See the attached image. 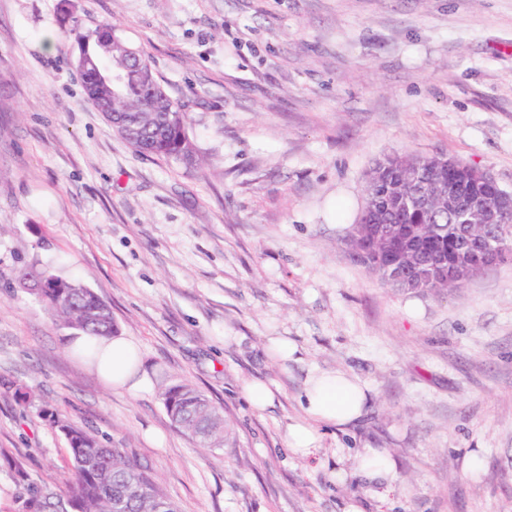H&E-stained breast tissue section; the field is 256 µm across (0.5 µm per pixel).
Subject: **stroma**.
<instances>
[{
  "label": "stroma",
  "instance_id": "stroma-1",
  "mask_svg": "<svg viewBox=\"0 0 512 512\" xmlns=\"http://www.w3.org/2000/svg\"><path fill=\"white\" fill-rule=\"evenodd\" d=\"M72 10L151 57L200 161L144 158L113 133L84 98L59 0H0V380L133 449L182 512H512V260L447 295L410 293L349 245L367 175L393 155L457 159L512 193V0ZM35 261L111 307L139 392L113 388L19 287ZM335 370L365 387L366 410L297 457L285 436L305 381ZM163 374L222 410L223 448L200 453L174 426ZM251 381L273 406L247 403ZM0 448L62 487L63 438L3 387ZM367 448L391 455V485L361 476ZM243 394L252 407L257 410H265L274 402V395L269 386L261 381L245 384Z\"/></svg>",
  "mask_w": 512,
  "mask_h": 512
}]
</instances>
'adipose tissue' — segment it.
<instances>
[{"instance_id":"1","label":"adipose tissue","mask_w":512,"mask_h":512,"mask_svg":"<svg viewBox=\"0 0 512 512\" xmlns=\"http://www.w3.org/2000/svg\"><path fill=\"white\" fill-rule=\"evenodd\" d=\"M137 356L134 344L125 338L106 341L96 369L112 379L113 387L139 389ZM304 420L289 425L286 444L296 456L306 458L321 442L320 427H341L360 418L366 395L351 377L340 372H321L309 376L302 397Z\"/></svg>"}]
</instances>
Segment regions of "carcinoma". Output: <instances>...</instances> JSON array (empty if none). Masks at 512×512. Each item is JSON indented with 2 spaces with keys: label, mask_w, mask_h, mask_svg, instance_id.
Instances as JSON below:
<instances>
[{
  "label": "carcinoma",
  "mask_w": 512,
  "mask_h": 512,
  "mask_svg": "<svg viewBox=\"0 0 512 512\" xmlns=\"http://www.w3.org/2000/svg\"><path fill=\"white\" fill-rule=\"evenodd\" d=\"M68 35L78 48L76 69L84 97L105 116L113 131L140 155L186 169L195 165L198 156L188 135V113L157 80L150 56L134 47L108 20L91 30L75 21ZM418 159L420 181L431 191L432 208L425 213L409 207L390 223L419 226L427 241V254L446 253L452 225L457 223L456 216L448 212V175L459 176L469 165L454 160L449 170L438 163V156L420 155ZM399 166V160L389 158L373 169L381 174V180L367 183L361 227L351 235L354 257L384 283L387 271L379 259L382 247L373 223L386 185L400 184ZM470 198L478 208L493 207L490 189L484 186L471 188ZM19 285L34 295L55 326L107 339L117 335L110 306L80 281L34 263L20 271ZM15 395L24 406L35 405L31 389L17 387ZM159 397L174 425L191 436L197 447L204 451L224 447L229 426L203 393L188 383H176L162 388ZM37 410L65 439L70 478L65 490L58 493L33 481L20 459L0 449L15 486L10 512H181L158 479L128 449L60 418L42 404Z\"/></svg>",
  "instance_id": "carcinoma-1"
}]
</instances>
